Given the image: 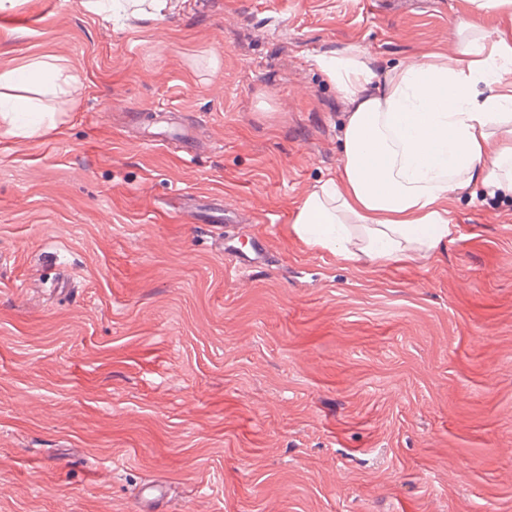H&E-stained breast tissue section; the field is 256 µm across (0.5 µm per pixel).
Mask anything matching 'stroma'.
<instances>
[{"label": "stroma", "instance_id": "1", "mask_svg": "<svg viewBox=\"0 0 512 512\" xmlns=\"http://www.w3.org/2000/svg\"><path fill=\"white\" fill-rule=\"evenodd\" d=\"M471 0H81L0 9V72L53 57L55 133L0 134V512H512V189L463 235L344 262L291 224L352 99L454 54ZM235 224L195 221L216 200ZM267 261L241 265L257 232ZM83 0L82 6L95 14L121 12L123 16L136 19H159L165 14L166 0ZM146 5V6H145Z\"/></svg>", "mask_w": 512, "mask_h": 512}]
</instances>
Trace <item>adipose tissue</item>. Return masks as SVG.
Instances as JSON below:
<instances>
[{
	"label": "adipose tissue",
	"instance_id": "obj_1",
	"mask_svg": "<svg viewBox=\"0 0 512 512\" xmlns=\"http://www.w3.org/2000/svg\"><path fill=\"white\" fill-rule=\"evenodd\" d=\"M476 10L497 7L509 16L495 40L456 27L455 55L430 56L394 71L376 92L375 75L360 54L340 53L317 61L320 69L357 106L343 129L338 177L315 186L298 205L293 233L314 249L346 261L381 263L431 254L453 231L441 199L459 181L512 186V86L501 77L512 71V0H474ZM95 14L122 13L158 19L166 0H82ZM53 62H35L28 75L0 72V86L20 95L0 103V126L24 140L56 131L47 96L71 85ZM487 95L475 102L478 87ZM500 136H493V126Z\"/></svg>",
	"mask_w": 512,
	"mask_h": 512
}]
</instances>
